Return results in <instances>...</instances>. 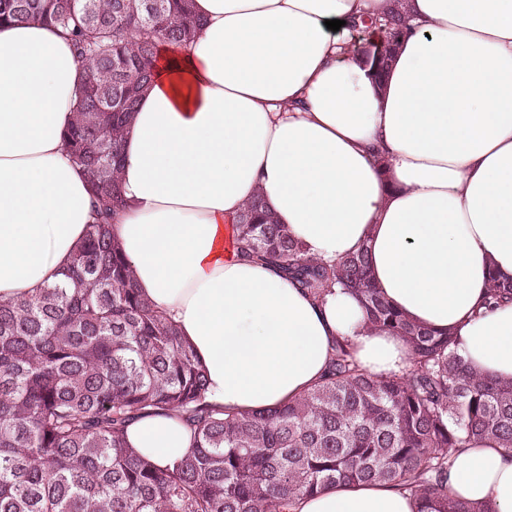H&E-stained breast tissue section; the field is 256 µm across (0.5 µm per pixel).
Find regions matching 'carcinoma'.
<instances>
[{
	"mask_svg": "<svg viewBox=\"0 0 512 512\" xmlns=\"http://www.w3.org/2000/svg\"><path fill=\"white\" fill-rule=\"evenodd\" d=\"M0 0V21L60 29L82 66L64 134L89 187L92 223L64 278L35 296L0 302V512H293L339 484L384 483L420 512H489L448 493V450L492 441L512 452V379L478 374L454 338L417 325L376 287L362 249L333 264L265 210L258 195L233 225L231 247L315 300L340 287L370 327L401 338L411 366L377 375L338 342L322 379L265 410L228 413L207 401V379L177 327L143 298L111 236L124 209L122 132L152 77L162 43H188L194 0ZM405 15H383L386 40L357 51L388 68ZM489 297L512 282L489 277ZM155 410L179 412L193 444L161 466L129 445L128 427Z\"/></svg>",
	"mask_w": 512,
	"mask_h": 512,
	"instance_id": "1",
	"label": "carcinoma"
}]
</instances>
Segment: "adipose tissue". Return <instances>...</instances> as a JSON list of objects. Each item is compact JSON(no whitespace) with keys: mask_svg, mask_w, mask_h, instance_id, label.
<instances>
[{"mask_svg":"<svg viewBox=\"0 0 512 512\" xmlns=\"http://www.w3.org/2000/svg\"><path fill=\"white\" fill-rule=\"evenodd\" d=\"M390 0H194L203 26L163 45L123 132L127 208L112 236L139 292L177 325L207 398L271 408L319 381L337 340L373 373L409 364L368 330L351 292L314 301L229 245L263 195L307 256L368 249L372 276L408 320L451 333L474 370L512 379V0H403L383 82L350 49V21ZM339 19L340 30L327 29ZM81 65L59 29L0 23V299L60 279L90 222L85 178L65 155ZM128 440L158 464L191 446L181 419L147 414ZM451 495L512 512V455L450 449ZM408 493L341 485L295 512H418Z\"/></svg>","mask_w":512,"mask_h":512,"instance_id":"1","label":"adipose tissue"}]
</instances>
